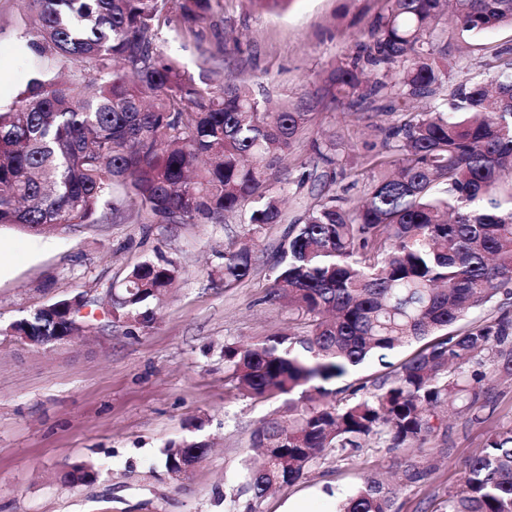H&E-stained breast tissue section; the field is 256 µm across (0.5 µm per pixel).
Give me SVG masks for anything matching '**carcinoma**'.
I'll list each match as a JSON object with an SVG mask.
<instances>
[{
	"instance_id": "cac0c4a2",
	"label": "carcinoma",
	"mask_w": 512,
	"mask_h": 512,
	"mask_svg": "<svg viewBox=\"0 0 512 512\" xmlns=\"http://www.w3.org/2000/svg\"><path fill=\"white\" fill-rule=\"evenodd\" d=\"M216 0H27L41 21L31 46L61 59L68 77L32 78L0 111V225L32 234L94 222L105 197L112 214L167 224H222L244 215L258 233L288 225L276 249L268 301L288 304L305 330L256 344L227 342L238 394L279 396L282 405L250 438L261 459L239 475L248 512L276 486L294 484L319 459H346L376 439L390 451L446 441L448 406L481 423L492 377L512 380V316L460 327L466 313L512 295V50L487 84L461 82L443 109L409 102L447 89L448 60L434 35L445 7L461 31L512 27V0H388L372 41L332 67L318 86L274 106L252 85L195 79L159 45L177 23L200 39ZM378 76L369 83L364 70ZM387 102L394 117L381 143L361 148L376 179L359 198L329 192L288 219L277 183L325 190L336 172L291 180L282 164L319 105ZM336 165V143L312 141ZM247 246L224 250V287L255 265ZM171 261L135 266L112 308L131 326L156 320L152 303L172 287ZM36 336H64L63 313L19 320ZM422 347L395 365L399 347ZM376 359L387 371L369 385L332 388ZM204 443L170 444L172 472ZM401 484L423 479L397 462ZM398 486L368 477L337 512H395ZM444 512H512V424L488 432L465 463L464 489Z\"/></svg>"
}]
</instances>
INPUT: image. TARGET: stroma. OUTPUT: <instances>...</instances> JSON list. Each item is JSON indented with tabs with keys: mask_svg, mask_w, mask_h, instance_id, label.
<instances>
[{
	"mask_svg": "<svg viewBox=\"0 0 512 512\" xmlns=\"http://www.w3.org/2000/svg\"><path fill=\"white\" fill-rule=\"evenodd\" d=\"M387 6L386 0H291L286 11L252 8L248 0H217L209 39L197 42L180 29L160 34L163 50L186 70L205 69L210 41L233 27L240 46L224 63L226 74L262 81L278 97L292 99L312 87L337 59L351 52ZM37 26L25 0H0V109L11 106L36 65L57 73L63 61L39 62L30 42ZM450 63L449 85L489 82L496 52L512 49V28L477 37L446 20L435 40ZM371 119L315 109L305 139L293 149L291 176L312 173L311 139H335L346 176L335 189L357 197L373 171L358 154ZM286 227L276 224L249 236L242 217L222 224H144L113 220L102 205L91 224L29 234L0 227V512H285L289 501L310 499L316 512H335L339 498L370 475L395 470V455L368 442L347 461L318 460L297 483L271 492L258 504L241 493L236 474L250 437L282 401L241 397L224 362L228 342L259 343L288 326L287 307L267 301L269 260ZM251 241L252 275L224 285V249ZM174 261L180 274L157 308L151 327L108 317L105 289L120 285L136 265ZM84 293L97 298L87 329L71 341L32 347L8 333L37 308ZM483 423L448 416V453L439 442L412 449L426 478L402 486L396 512H439L459 491L462 465L478 454L488 430L512 422V382L494 383ZM204 441L211 449L187 476L167 472L162 451L171 442ZM91 465L95 477L65 483L71 465Z\"/></svg>",
	"mask_w": 512,
	"mask_h": 512,
	"instance_id": "obj_1",
	"label": "stroma"
}]
</instances>
